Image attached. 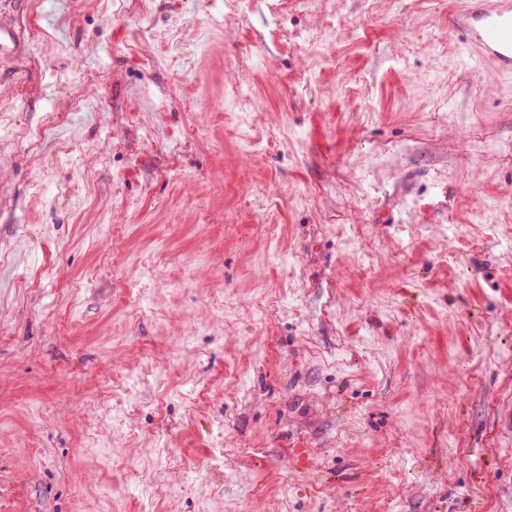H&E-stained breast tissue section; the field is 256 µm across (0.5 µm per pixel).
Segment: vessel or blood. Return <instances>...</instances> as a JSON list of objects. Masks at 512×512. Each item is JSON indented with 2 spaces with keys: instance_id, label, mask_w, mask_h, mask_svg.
<instances>
[{
  "instance_id": "1",
  "label": "vessel or blood",
  "mask_w": 512,
  "mask_h": 512,
  "mask_svg": "<svg viewBox=\"0 0 512 512\" xmlns=\"http://www.w3.org/2000/svg\"><path fill=\"white\" fill-rule=\"evenodd\" d=\"M448 24L501 70L512 72V0H468L467 9L449 15Z\"/></svg>"
}]
</instances>
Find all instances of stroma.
<instances>
[{"label": "stroma", "instance_id": "obj_1", "mask_svg": "<svg viewBox=\"0 0 512 512\" xmlns=\"http://www.w3.org/2000/svg\"><path fill=\"white\" fill-rule=\"evenodd\" d=\"M464 7L0 0V512H512V73Z\"/></svg>", "mask_w": 512, "mask_h": 512}]
</instances>
